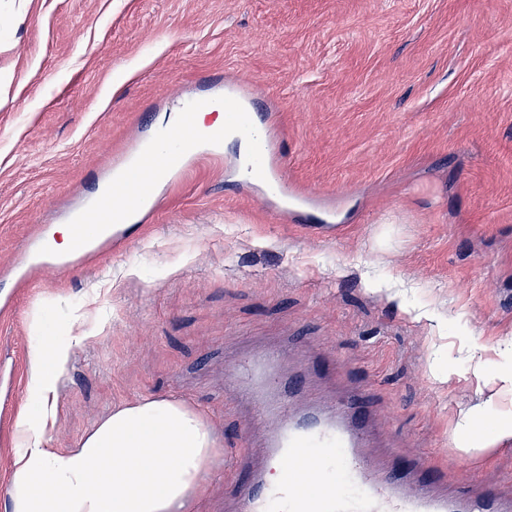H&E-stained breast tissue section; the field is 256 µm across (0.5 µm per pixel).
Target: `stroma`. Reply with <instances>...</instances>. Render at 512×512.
<instances>
[{
	"mask_svg": "<svg viewBox=\"0 0 512 512\" xmlns=\"http://www.w3.org/2000/svg\"><path fill=\"white\" fill-rule=\"evenodd\" d=\"M230 93L316 202L261 201L231 137L122 244L23 287L7 274L35 227L95 196L119 149L181 100ZM49 327L88 340L48 447L174 397L206 415L217 450L265 465L224 366L291 337L288 371L326 357L320 391L369 394L378 454L512 495V444L466 454L452 433L497 391L468 350L495 363L512 338V0H0V512ZM205 484L187 512H233L237 472Z\"/></svg>",
	"mask_w": 512,
	"mask_h": 512,
	"instance_id": "35a3bbf8",
	"label": "stroma"
}]
</instances>
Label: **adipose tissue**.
I'll return each instance as SVG.
<instances>
[{"instance_id": "adipose-tissue-1", "label": "adipose tissue", "mask_w": 512, "mask_h": 512, "mask_svg": "<svg viewBox=\"0 0 512 512\" xmlns=\"http://www.w3.org/2000/svg\"><path fill=\"white\" fill-rule=\"evenodd\" d=\"M83 335L43 337L31 354L30 401L18 413L17 450L8 477L9 512H179L205 491L216 455L198 409L173 397H147L114 408L77 447L46 445L58 414L57 384ZM493 430L464 412L454 433L486 448L512 442V415L486 402Z\"/></svg>"}]
</instances>
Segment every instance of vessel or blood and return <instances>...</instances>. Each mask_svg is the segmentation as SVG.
Segmentation results:
<instances>
[{
	"mask_svg": "<svg viewBox=\"0 0 512 512\" xmlns=\"http://www.w3.org/2000/svg\"><path fill=\"white\" fill-rule=\"evenodd\" d=\"M211 108L223 110L224 123L201 128L195 114ZM228 128L253 147L245 174L263 182L268 193L287 197L285 177L270 163L274 144L239 99H190L175 125L158 131L149 147L116 165L97 196L73 214L71 256L87 252L94 240L120 237L123 224L156 206L159 183L201 147L219 150ZM49 237V232H38L19 265H39ZM284 357V350L267 347L226 367L234 387L253 398L249 429L261 432L269 461L282 470L276 483L266 469L245 471L235 512H512V496L492 481L463 482L450 491L426 478L422 463L401 471L369 454L375 420L362 395L296 407L305 381L300 374L280 373Z\"/></svg>",
	"mask_w": 512,
	"mask_h": 512,
	"instance_id": "1",
	"label": "vessel or blood"
}]
</instances>
